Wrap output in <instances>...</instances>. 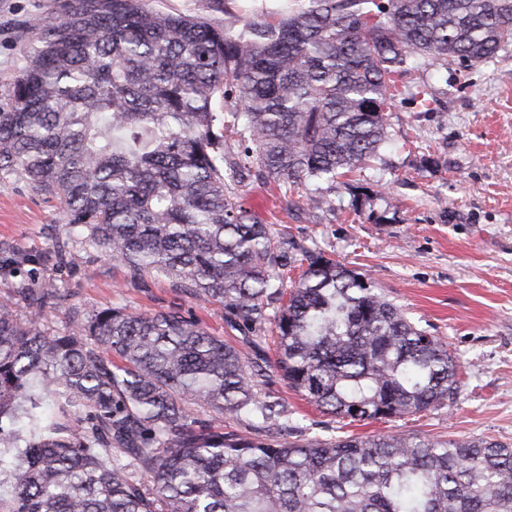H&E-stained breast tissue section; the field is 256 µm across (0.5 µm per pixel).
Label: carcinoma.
<instances>
[{
    "label": "carcinoma",
    "instance_id": "carcinoma-1",
    "mask_svg": "<svg viewBox=\"0 0 512 512\" xmlns=\"http://www.w3.org/2000/svg\"><path fill=\"white\" fill-rule=\"evenodd\" d=\"M224 23L147 0H64L33 20L0 109V179L63 205L68 234L156 272L231 328L274 326L273 367L178 310L68 311L48 333L0 301V512H512V446L418 435L265 439L274 375L338 420L451 400L459 364L372 281L275 239L237 194L256 174L330 206L317 184L389 141L400 81L512 44V0H293ZM33 260L0 247V269ZM303 265L284 287L286 270ZM42 311L56 288H24ZM252 421L241 435L187 403Z\"/></svg>",
    "mask_w": 512,
    "mask_h": 512
}]
</instances>
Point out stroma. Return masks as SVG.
<instances>
[{
    "label": "stroma",
    "instance_id": "stroma-1",
    "mask_svg": "<svg viewBox=\"0 0 512 512\" xmlns=\"http://www.w3.org/2000/svg\"><path fill=\"white\" fill-rule=\"evenodd\" d=\"M60 5L0 0L1 109L11 103L8 77L25 62V24L55 15ZM424 84L434 98L428 112L412 101ZM388 123L390 139L376 168L322 183L329 209L282 208L275 186L252 177L240 188L241 201L275 236L369 275L378 293L447 343L460 365V388L453 400L416 415L344 426L282 380L261 393L287 410L292 441L401 433L512 445V48L470 69H411ZM63 224L58 198L35 192L20 177L0 180V245L40 259L33 282L64 295L38 316L17 294L32 281L0 274V300L14 301L22 320L39 317L54 332L63 329L71 307L87 313L178 308L254 357L242 333L226 326L222 305H197L161 275L131 278L122 264L68 242ZM58 242L68 245L69 266L44 260Z\"/></svg>",
    "mask_w": 512,
    "mask_h": 512
}]
</instances>
